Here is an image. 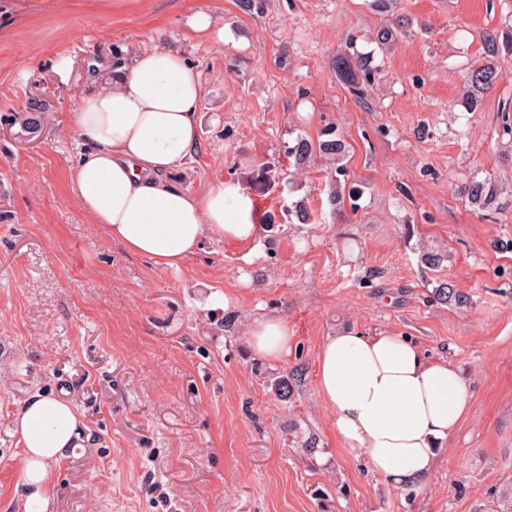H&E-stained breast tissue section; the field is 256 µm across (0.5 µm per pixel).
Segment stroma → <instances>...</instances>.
<instances>
[{"label": "stroma", "instance_id": "1", "mask_svg": "<svg viewBox=\"0 0 512 512\" xmlns=\"http://www.w3.org/2000/svg\"><path fill=\"white\" fill-rule=\"evenodd\" d=\"M199 11L215 30L190 28ZM510 24L512 0H0V512H20L14 421L38 392L67 394L83 421L53 512H512V254L492 247L512 237V57L481 111L462 103L483 33ZM157 46L205 88L199 145L172 180H240L276 218L248 244L204 238L177 269L112 241L69 176L81 96L106 83L115 52ZM342 50L371 59L368 104L336 77ZM34 98L48 123L30 135L14 115ZM328 128L359 190L339 221L329 163L298 168L286 153ZM476 174L502 190L487 217L458 194ZM299 200L312 223L292 215ZM422 243L452 262L424 269ZM440 280L471 307L436 303ZM270 316L292 332L277 361L250 346ZM345 330L408 337L471 387L414 485L394 486L336 436L316 364Z\"/></svg>", "mask_w": 512, "mask_h": 512}]
</instances>
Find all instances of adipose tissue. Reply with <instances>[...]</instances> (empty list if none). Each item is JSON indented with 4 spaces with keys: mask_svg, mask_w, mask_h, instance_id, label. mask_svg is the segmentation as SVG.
<instances>
[{
    "mask_svg": "<svg viewBox=\"0 0 512 512\" xmlns=\"http://www.w3.org/2000/svg\"><path fill=\"white\" fill-rule=\"evenodd\" d=\"M203 95L184 57L158 47L81 97L75 115L85 141L71 170L79 206L128 252L160 269L182 266L203 237L250 243L260 230L255 198L240 182L194 193L169 178L197 144ZM290 341L287 323L277 317L251 330L255 352L267 360L281 359ZM317 379L337 434L398 487L434 470L439 441L457 431L470 408L456 366L387 332L327 337ZM81 426L71 400L36 393L21 403L14 423L23 463L21 512H50L55 468L67 449L81 447Z\"/></svg>",
    "mask_w": 512,
    "mask_h": 512,
    "instance_id": "adipose-tissue-1",
    "label": "adipose tissue"
}]
</instances>
